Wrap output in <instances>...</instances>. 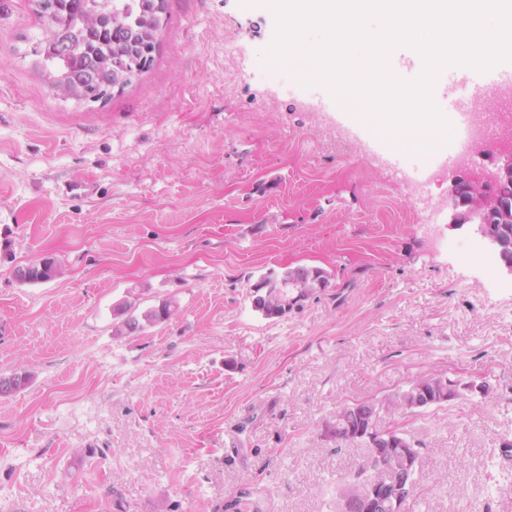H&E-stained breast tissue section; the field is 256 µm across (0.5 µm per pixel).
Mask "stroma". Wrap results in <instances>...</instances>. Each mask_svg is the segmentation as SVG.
I'll use <instances>...</instances> for the list:
<instances>
[{"instance_id":"stroma-1","label":"stroma","mask_w":512,"mask_h":512,"mask_svg":"<svg viewBox=\"0 0 512 512\" xmlns=\"http://www.w3.org/2000/svg\"><path fill=\"white\" fill-rule=\"evenodd\" d=\"M36 7L0 0V376L32 375L0 394V512H334L367 450L323 425L424 375L494 393L382 413L423 446L407 512H512V277L450 226L451 172L416 192L426 153L387 164L269 65L267 8L167 0L152 66L93 102L49 87ZM298 266L328 288L255 311ZM128 299L177 309L117 338Z\"/></svg>"}]
</instances>
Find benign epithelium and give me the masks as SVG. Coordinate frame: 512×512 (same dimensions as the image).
Returning a JSON list of instances; mask_svg holds the SVG:
<instances>
[{"instance_id":"benign-epithelium-1","label":"benign epithelium","mask_w":512,"mask_h":512,"mask_svg":"<svg viewBox=\"0 0 512 512\" xmlns=\"http://www.w3.org/2000/svg\"><path fill=\"white\" fill-rule=\"evenodd\" d=\"M512 183V143L505 141L496 149L494 167L472 165L457 176L449 189L451 214L449 223L461 227L474 217L479 218L476 232L483 245L491 251H503L505 243L495 225L512 222V197L499 193L500 188ZM465 392L487 396L490 385L482 381L461 383L448 380V396ZM381 407L369 405L361 411L355 405L348 419L358 422L356 436L369 448L371 456L385 462L384 481L363 478L359 496L343 492L336 495V512H406V506L415 492L421 474V449L406 434L396 435L376 429Z\"/></svg>"}]
</instances>
